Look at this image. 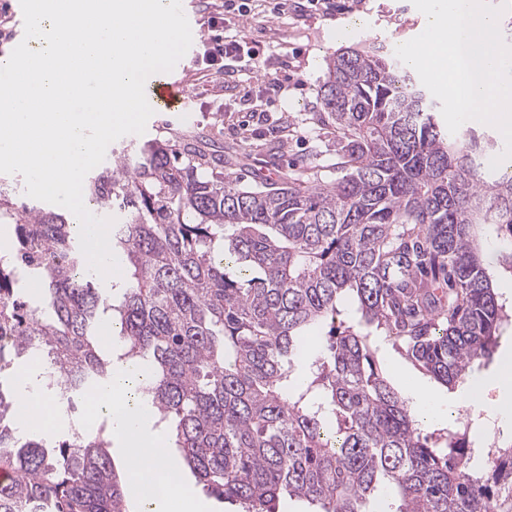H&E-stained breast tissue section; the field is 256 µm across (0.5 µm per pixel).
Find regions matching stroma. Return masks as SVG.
<instances>
[{
	"label": "stroma",
	"mask_w": 512,
	"mask_h": 512,
	"mask_svg": "<svg viewBox=\"0 0 512 512\" xmlns=\"http://www.w3.org/2000/svg\"><path fill=\"white\" fill-rule=\"evenodd\" d=\"M278 0H251L247 15L225 13L224 0H185L196 14L205 41L238 37L257 54L255 71L235 72L194 58L189 65V98L184 111L156 112L142 135L124 136L110 146L136 155L145 141L197 138L202 150L222 154L224 170L246 183L277 180L304 169L308 179L335 174L336 132L320 122V87L326 61L346 43L396 47L423 31V15L412 0H329L327 5L277 10ZM224 14L222 24L211 16ZM363 23L364 33L343 38L340 28ZM375 366L395 392L405 378L429 382L402 346L382 332L371 334Z\"/></svg>",
	"instance_id": "1"
}]
</instances>
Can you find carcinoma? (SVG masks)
Segmentation results:
<instances>
[{"mask_svg": "<svg viewBox=\"0 0 512 512\" xmlns=\"http://www.w3.org/2000/svg\"><path fill=\"white\" fill-rule=\"evenodd\" d=\"M323 117L336 127V178L301 174L256 187L188 141L146 142L92 171L87 200L122 214L112 245L127 278L107 298L83 269L79 232L38 205L0 197L14 225L0 249V375L32 353L78 390L111 371L96 328L149 397L181 462L206 489L275 512L280 495L312 512H512V443L477 465L456 426L421 432L378 373L370 334L336 325L351 298L360 322L406 344L452 386L491 358L512 327L475 233L501 242L512 277V177H489V138L445 131L439 105L384 45L327 59ZM27 269L43 284L15 288ZM19 393L0 381V512H127L110 433H19Z\"/></svg>", "mask_w": 512, "mask_h": 512, "instance_id": "1", "label": "carcinoma"}]
</instances>
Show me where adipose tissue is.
I'll return each instance as SVG.
<instances>
[{"instance_id": "adipose-tissue-1", "label": "adipose tissue", "mask_w": 512, "mask_h": 512, "mask_svg": "<svg viewBox=\"0 0 512 512\" xmlns=\"http://www.w3.org/2000/svg\"><path fill=\"white\" fill-rule=\"evenodd\" d=\"M139 373L129 363L116 362L112 374L97 393L104 412L110 413L112 437L122 449L128 468V489L145 498L146 512H170L172 502L183 503L185 512H203L183 483L177 460L165 449L163 437L147 426L127 425L137 415L140 399L135 393ZM409 408L417 420L440 424L460 409L512 414V357L504 358L499 372L472 383L461 395L439 401L434 393L418 385L409 389Z\"/></svg>"}]
</instances>
